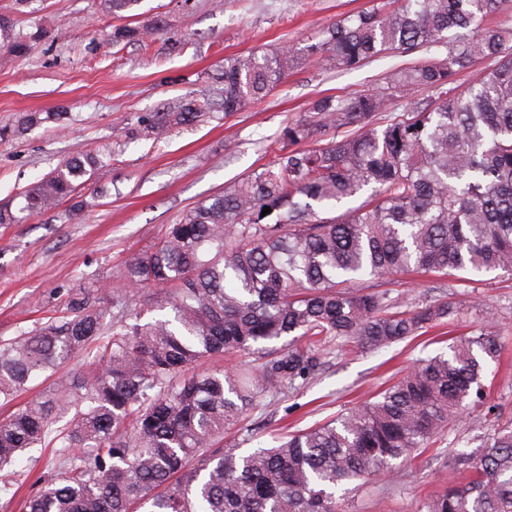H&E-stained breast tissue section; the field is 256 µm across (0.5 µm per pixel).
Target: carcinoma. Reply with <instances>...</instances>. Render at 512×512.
<instances>
[{
  "label": "carcinoma",
  "instance_id": "1",
  "mask_svg": "<svg viewBox=\"0 0 512 512\" xmlns=\"http://www.w3.org/2000/svg\"><path fill=\"white\" fill-rule=\"evenodd\" d=\"M141 3L100 0L114 18ZM40 35L0 16V50L24 57ZM142 35L125 24L108 37ZM433 48L446 55L387 72L379 91L314 99L272 162L183 210L158 246L127 259L124 284L154 300L156 316L131 312L119 289L89 286L61 315L0 341V406L13 407L0 419V497L14 496L17 457L48 449L54 471L25 512H343L339 489L430 447L484 404L487 366L505 349L490 320L323 424L248 453L222 446L226 428L314 375L332 345L381 349L458 315L448 302L405 309L382 281L512 275V0H379L306 52L351 71ZM299 53L225 57L214 87L155 113L146 131L159 138L218 105L227 116L267 97ZM476 62L487 70L459 89ZM414 89L430 100L393 107ZM64 120L27 112L0 127V141ZM103 166L94 154L57 166L25 187L18 212L0 207V224L77 198ZM223 353L251 354L254 367L189 372ZM80 355L79 373L62 372ZM39 378L42 399L14 405ZM448 462L471 478L419 512H512V422Z\"/></svg>",
  "mask_w": 512,
  "mask_h": 512
}]
</instances>
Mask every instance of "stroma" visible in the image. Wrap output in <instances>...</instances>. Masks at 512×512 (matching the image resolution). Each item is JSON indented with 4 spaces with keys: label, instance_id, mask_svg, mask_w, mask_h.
<instances>
[{
    "label": "stroma",
    "instance_id": "stroma-1",
    "mask_svg": "<svg viewBox=\"0 0 512 512\" xmlns=\"http://www.w3.org/2000/svg\"><path fill=\"white\" fill-rule=\"evenodd\" d=\"M99 2L31 0L21 7L0 0V15L14 18L17 30L51 29L28 56L0 50V126L26 112L71 116L65 130L48 123L0 142V206L18 207L29 182L66 160L85 154L108 159L81 191L82 211L64 203L20 224H0V340L59 314L73 289L121 286L127 259L163 241L185 208L272 161L283 128L312 100L381 90L386 70L410 61L395 54L353 72H329L305 58L262 101L156 140L145 136L139 117L202 94L225 57L304 47L324 26L372 0H144L143 15L131 24L156 22L159 31L116 46L104 38L115 20ZM392 292L411 305L453 303L457 327L378 351L345 344L314 378L228 428L225 447L250 451L282 429L315 426L370 399L397 371L471 335L488 308L506 349L486 374L487 403L501 421L512 420V276H470L440 289L416 278ZM494 429L483 412H464L438 447L348 494L347 512H419L427 496L465 479L448 464L461 442L491 437Z\"/></svg>",
    "mask_w": 512,
    "mask_h": 512
}]
</instances>
